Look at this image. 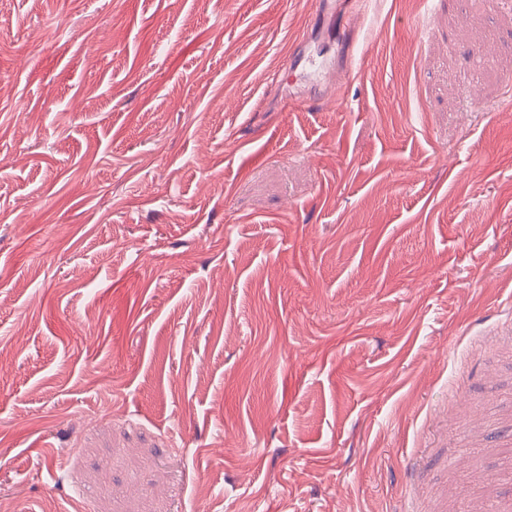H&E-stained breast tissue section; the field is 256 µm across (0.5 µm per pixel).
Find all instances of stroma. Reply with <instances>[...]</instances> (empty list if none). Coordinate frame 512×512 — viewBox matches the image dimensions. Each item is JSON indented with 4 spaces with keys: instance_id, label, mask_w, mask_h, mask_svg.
I'll return each mask as SVG.
<instances>
[{
    "instance_id": "obj_1",
    "label": "stroma",
    "mask_w": 512,
    "mask_h": 512,
    "mask_svg": "<svg viewBox=\"0 0 512 512\" xmlns=\"http://www.w3.org/2000/svg\"><path fill=\"white\" fill-rule=\"evenodd\" d=\"M318 8L0 0L11 512H512V0Z\"/></svg>"
}]
</instances>
